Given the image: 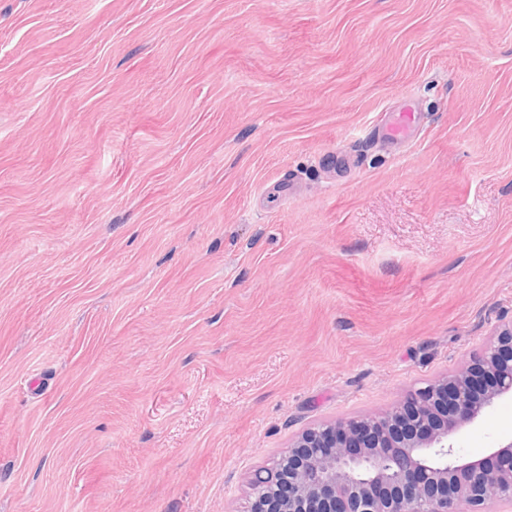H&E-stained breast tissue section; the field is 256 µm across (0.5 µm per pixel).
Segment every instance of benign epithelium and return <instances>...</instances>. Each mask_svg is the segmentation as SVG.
<instances>
[{"instance_id":"7a95c632","label":"benign epithelium","mask_w":512,"mask_h":512,"mask_svg":"<svg viewBox=\"0 0 512 512\" xmlns=\"http://www.w3.org/2000/svg\"><path fill=\"white\" fill-rule=\"evenodd\" d=\"M512 399V321L483 351L392 409L305 428L254 471L251 512H487L512 505V440L470 459L453 437Z\"/></svg>"}]
</instances>
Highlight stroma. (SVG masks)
Here are the masks:
<instances>
[{
    "label": "stroma",
    "instance_id": "35a3bbf8",
    "mask_svg": "<svg viewBox=\"0 0 512 512\" xmlns=\"http://www.w3.org/2000/svg\"><path fill=\"white\" fill-rule=\"evenodd\" d=\"M501 319L512 0H0V512H249ZM417 113L411 105L397 112L394 119L378 128V136L388 141L407 140L410 138L417 125Z\"/></svg>",
    "mask_w": 512,
    "mask_h": 512
}]
</instances>
